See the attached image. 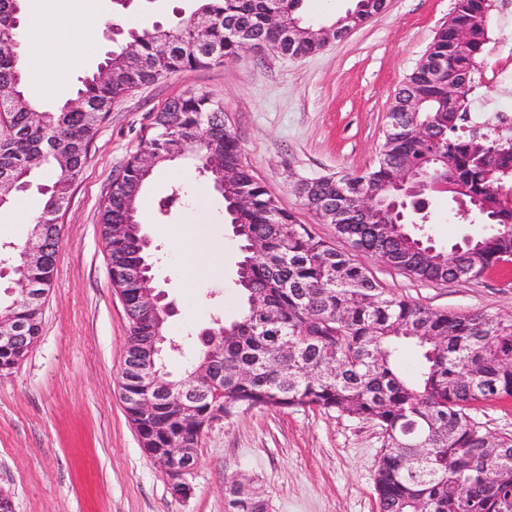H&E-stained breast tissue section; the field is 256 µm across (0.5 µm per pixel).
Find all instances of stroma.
<instances>
[{
  "instance_id": "35a3bbf8",
  "label": "stroma",
  "mask_w": 512,
  "mask_h": 512,
  "mask_svg": "<svg viewBox=\"0 0 512 512\" xmlns=\"http://www.w3.org/2000/svg\"><path fill=\"white\" fill-rule=\"evenodd\" d=\"M455 3L387 0L379 15L315 53L294 58L244 49L223 64L138 88L113 106L68 193L41 333L15 369L0 373V490L13 512H224V484L233 477L260 492L269 512H377L379 427L308 408L232 409L201 437L192 494L171 495L120 399L129 319L108 275L101 206L113 180L140 153L150 113L186 92L206 93L223 103L244 164L312 236L353 256L391 293L425 307L512 315V264L475 280L420 282L356 251L295 192L301 181L376 165L394 94ZM196 7V0H136L117 16L112 0H96L86 18L96 50L72 41L70 53L53 60L68 70L69 83L57 89L38 81L27 94L40 110L55 111L73 98L79 78L124 43L125 31L176 24ZM488 37L491 50L478 61L467 105L483 121L512 113V16L493 13ZM176 182L193 191L207 180L185 161L158 171L144 191L147 216L140 224L151 243V286L173 305L168 329L178 340L215 317L238 319L244 301L235 285L243 252L214 192L202 220L223 239L224 264L184 285L170 232L189 210L176 205L164 216L158 207ZM430 211L435 245L448 248L481 230L479 222L449 213L447 195H433Z\"/></svg>"
}]
</instances>
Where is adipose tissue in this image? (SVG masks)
<instances>
[{
    "mask_svg": "<svg viewBox=\"0 0 512 512\" xmlns=\"http://www.w3.org/2000/svg\"><path fill=\"white\" fill-rule=\"evenodd\" d=\"M91 5V0H64L58 12L43 18L41 40L27 44L28 60L40 65L38 79L56 85L67 84L68 71L53 67L51 60L53 56L67 53L69 37L76 32L81 17ZM172 237L186 281H193L200 271L212 269L224 257L223 245L208 241L206 231L197 222L173 230Z\"/></svg>",
    "mask_w": 512,
    "mask_h": 512,
    "instance_id": "1",
    "label": "adipose tissue"
}]
</instances>
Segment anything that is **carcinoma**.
Segmentation results:
<instances>
[{"instance_id": "cac0c4a2", "label": "carcinoma", "mask_w": 512, "mask_h": 512, "mask_svg": "<svg viewBox=\"0 0 512 512\" xmlns=\"http://www.w3.org/2000/svg\"><path fill=\"white\" fill-rule=\"evenodd\" d=\"M192 14L175 26L129 32V43L106 54L98 69L79 80L77 105L41 112L22 89L17 46L22 38L21 0H0V113L9 119L0 132V179L15 185L4 190L0 206L23 192L31 174L49 170L33 229L54 232L45 265L34 270L18 255L17 286L49 288L54 275L60 230L59 214L72 183L82 172L90 143L112 106L132 91L171 74L235 57L241 38L271 50L305 56L321 49L319 27L301 15L303 0H197ZM375 0H356L351 25L375 16ZM490 0H457L448 22L436 32L430 55L444 73L425 64L408 75L392 102L378 162L360 175L321 177L296 187L303 204L318 216L336 221V231L361 252L405 271L420 281L482 277L512 263V194L498 192L512 184V153L495 156L499 136L464 132L465 104L448 98V80L472 81L477 59L487 52ZM207 23L204 32L195 22ZM471 33L459 48L456 32ZM421 102L414 117L399 111L404 96ZM430 133L417 134V122ZM142 148L153 157L144 167L135 156L112 183L101 210L102 235L112 253V267L122 269L147 260L128 224L155 169L188 157L213 188L223 186L224 220L233 226L241 250L257 240L258 254L240 262L236 286L245 300L240 317L224 324V337L206 342L197 334L198 359L220 349L224 367L221 399L228 406L316 408L373 421L384 448L378 460L375 493L378 512H512V438H494L470 415L478 403L512 397V316L488 309L472 314L433 311L395 296L348 255L312 236L295 214L282 207L243 164L235 132L225 122L224 107L205 93H185L169 100L146 125ZM417 168L437 181L462 186V199L449 192L464 217L474 213L485 226L482 248L455 244L438 249L405 228L410 211L400 209L382 223L363 210L366 189L385 191L400 170ZM242 193L251 198L237 208ZM136 283L121 280L115 289L125 298L130 335L148 336L156 319L134 303ZM261 307L254 309L253 300ZM20 324L39 335L41 316L16 297L0 302ZM412 346L422 358L420 371L405 375L401 354ZM190 365L174 379L164 370L144 384L122 374L125 390L150 395L188 377ZM127 418L140 424L143 448H166L171 437L197 442L201 432L184 428L175 397L166 399L163 416L170 434H154L132 407ZM224 512H268L267 501L249 484L231 478L224 485Z\"/></svg>"}]
</instances>
